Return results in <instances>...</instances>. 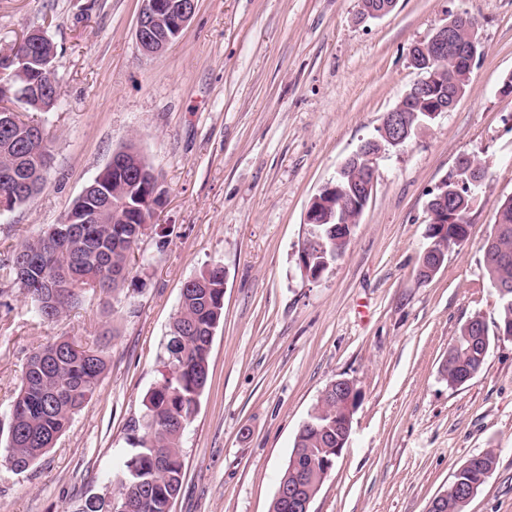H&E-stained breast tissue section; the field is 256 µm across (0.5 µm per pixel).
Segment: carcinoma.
Segmentation results:
<instances>
[{"label": "carcinoma", "instance_id": "1", "mask_svg": "<svg viewBox=\"0 0 512 512\" xmlns=\"http://www.w3.org/2000/svg\"><path fill=\"white\" fill-rule=\"evenodd\" d=\"M457 39L472 45L477 39L475 22L459 17ZM37 67L26 64L15 75V85L25 86L36 80L55 82L56 47L41 44ZM433 72L428 96L423 100H401L404 119L411 130L430 122L428 112H436L452 102V96L470 85L463 61L454 56L430 67ZM12 127L0 131V196L10 203V210L26 204L45 186L50 162L48 134L32 120L13 113ZM116 157L122 164L107 170L103 201L92 191L77 197L69 213L82 219L83 232L68 240L57 236L54 224L35 238H26L0 259V279L10 281L30 300L34 313L43 321H54L75 307L87 290L110 296L120 290L129 274V262L142 237L150 228L155 211H143L141 199L155 196L162 208L167 189L148 158L132 142L122 146ZM365 168L349 165L339 174L336 184L342 187L333 198L331 220L312 225L307 242L310 252L301 256L310 268L329 266L341 257L348 245L336 234V225L350 224L357 216L359 186L365 182ZM445 201L431 198L428 209L448 213H467L466 190H457L448 175ZM468 221L448 225L428 223V261L436 260L441 249H451L467 240ZM495 239L491 253L484 254L490 285L506 287L498 294L500 301L497 329L512 334V199L501 203L493 225ZM30 261L27 279L18 280L15 258ZM68 277V288L58 305L41 306L43 281ZM224 317V268L212 266L183 287L179 308L164 346L165 373L148 396L147 411L128 425L131 450L124 462L117 487L109 496L93 497L82 512H172L184 475L182 438L190 424L200 396L208 381L209 356L214 333ZM490 346L489 331L479 315L470 317L448 347L442 373L448 386L469 381L482 367ZM107 368L105 347H85L69 338H59L33 351L22 373L21 386L9 412L0 462L16 472L33 466L69 427L74 415L94 396ZM353 413L347 397L325 389L295 436L288 465L279 485L300 487L304 499H315L322 486L325 469L336 463V445L352 429ZM491 450L467 460L458 469L445 490L441 512H464L458 489L479 480L494 467Z\"/></svg>", "mask_w": 512, "mask_h": 512}]
</instances>
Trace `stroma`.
Masks as SVG:
<instances>
[{"mask_svg":"<svg viewBox=\"0 0 512 512\" xmlns=\"http://www.w3.org/2000/svg\"><path fill=\"white\" fill-rule=\"evenodd\" d=\"M141 0H0V51L35 27L57 49L60 101L38 113L51 138L43 190L0 214V254L62 223L115 150L134 142L167 200L110 301L85 294L40 321L0 281V429L28 356L60 336L108 344L93 398L29 470L0 464V512H79L111 492L127 424L146 410L185 283L225 272L224 317L185 431L173 512H270L295 435L337 379L360 392L346 447L312 512H427L470 457L494 469L466 512H512V338L492 336L481 370L441 374L459 327L498 321L483 245L512 196V0H397L379 19L361 0H197L166 50L136 39ZM481 45L471 88L377 161L341 258L316 281L299 249L312 197L375 136L419 74L414 47L448 19ZM485 165L469 235L420 279L427 204L460 157Z\"/></svg>","mask_w":512,"mask_h":512,"instance_id":"35a3bbf8","label":"stroma"}]
</instances>
